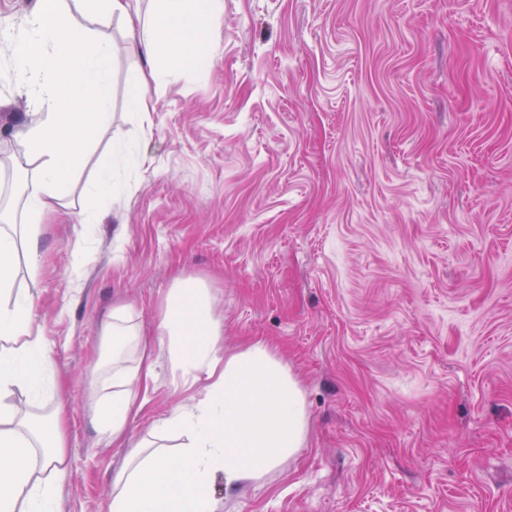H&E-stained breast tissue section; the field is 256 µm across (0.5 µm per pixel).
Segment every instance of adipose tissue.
<instances>
[{
  "label": "adipose tissue",
  "instance_id": "ef3b65f1",
  "mask_svg": "<svg viewBox=\"0 0 512 512\" xmlns=\"http://www.w3.org/2000/svg\"><path fill=\"white\" fill-rule=\"evenodd\" d=\"M77 10L86 23L75 20ZM112 16L125 20L132 43L143 45L152 61L148 79L128 93L130 108L146 112L150 92L164 90L163 64H185L203 53L220 10L218 0H152L147 13L132 0H36L27 29L10 45L6 80L39 92L10 153L26 183L24 224L0 227V512H61L69 422L49 345L33 320V299L15 288L17 238L25 236L29 261L37 263L44 214L63 200L112 119V48L92 27ZM157 329L173 373L201 377L202 385L184 406L154 421L139 451L113 475L108 512H218L216 479L228 490L261 480L306 446L304 393L265 343L225 353L224 325L198 279H176L159 304ZM102 334L123 337L134 354L126 366L113 353L106 380L112 396L98 408L102 435L118 446L130 415L144 405L154 350L126 305L113 308ZM18 395L48 403L35 426L19 419ZM171 435L178 440L173 453L163 448Z\"/></svg>",
  "mask_w": 512,
  "mask_h": 512
}]
</instances>
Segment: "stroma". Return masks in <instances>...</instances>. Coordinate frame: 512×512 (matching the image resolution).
I'll list each match as a JSON object with an SVG mask.
<instances>
[{
  "label": "stroma",
  "mask_w": 512,
  "mask_h": 512,
  "mask_svg": "<svg viewBox=\"0 0 512 512\" xmlns=\"http://www.w3.org/2000/svg\"><path fill=\"white\" fill-rule=\"evenodd\" d=\"M207 56L147 67L116 17L111 155L82 171L20 262L70 422L63 512H105L112 477L188 387L156 345L124 447L98 431L113 304L153 332L176 277L202 279L222 345L267 343L303 384L306 448L220 512H512V0H221ZM0 82V142L30 111ZM100 220L84 221L87 211ZM90 196L114 197L119 193L118 182L112 176V161L102 159L97 167L96 177L93 182L85 187Z\"/></svg>",
  "instance_id": "1"
}]
</instances>
